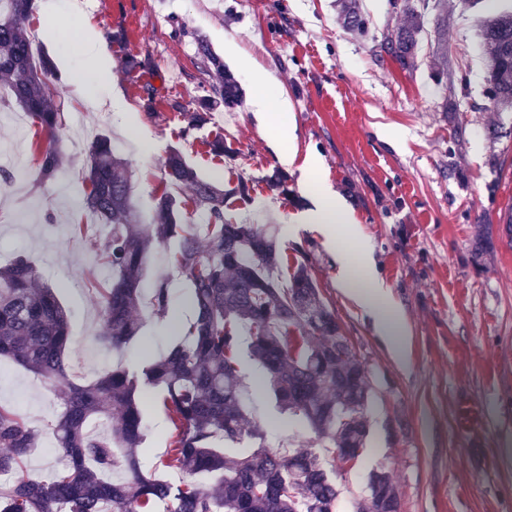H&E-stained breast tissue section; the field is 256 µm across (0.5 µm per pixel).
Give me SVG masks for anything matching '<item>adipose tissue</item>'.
Wrapping results in <instances>:
<instances>
[{
    "label": "adipose tissue",
    "mask_w": 512,
    "mask_h": 512,
    "mask_svg": "<svg viewBox=\"0 0 512 512\" xmlns=\"http://www.w3.org/2000/svg\"><path fill=\"white\" fill-rule=\"evenodd\" d=\"M342 273L339 286L342 292L360 309L373 315L377 321L378 332L384 336L392 354L403 357V335L405 324L398 317L391 294L377 278H369L363 284H355L347 258L339 260Z\"/></svg>",
    "instance_id": "1"
}]
</instances>
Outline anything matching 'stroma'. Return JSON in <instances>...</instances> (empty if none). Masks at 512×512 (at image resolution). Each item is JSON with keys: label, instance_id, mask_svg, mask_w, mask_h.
Instances as JSON below:
<instances>
[{"label": "stroma", "instance_id": "stroma-1", "mask_svg": "<svg viewBox=\"0 0 512 512\" xmlns=\"http://www.w3.org/2000/svg\"><path fill=\"white\" fill-rule=\"evenodd\" d=\"M47 1L35 0L27 28L34 53L49 54L55 64L47 82L64 115L56 142L62 166L55 181L38 183L47 140L26 112L0 103V184L15 185L0 193V265L24 254L55 288L70 314V379L88 382L114 360L96 339L100 305L86 289L89 276L107 277L92 243L104 241L108 227L90 222L83 208L85 149L98 136L109 139L148 218L164 190L190 194L164 179L165 157L176 147L202 178L228 192L225 222L276 224L289 259L307 256L324 301L364 365L372 435L364 456L339 469L341 512L364 497L367 472L381 459L398 489L400 512H512V235L497 224L512 202V137L495 142L485 134L486 70L472 20L448 30V58L468 73L467 104L455 131L429 63L404 71L379 58L375 40L343 31L333 0H80L76 6L52 0L68 27L63 35L45 18ZM200 35L241 83L243 104L213 110L187 138L182 115L208 81L196 51ZM89 36L107 45L112 89L129 112L98 110L77 92L75 76L95 84L102 66L83 50ZM130 56L142 66L128 75ZM258 65L276 73L287 110H256ZM217 134L234 158L210 153L207 142ZM456 139L461 147L449 154ZM288 150L295 159L285 167L279 156ZM309 158L315 169L306 168ZM278 168L288 176L289 196L265 182ZM242 180L251 188L246 200L232 193ZM325 187L349 217L328 236L304 221ZM73 224L88 225L87 237L73 236ZM487 224L494 227V247L478 258L474 249ZM341 254L357 277L370 266L388 287L409 330L405 361L389 353L371 318L341 292ZM140 315L143 337L125 348L127 360L167 346L168 321L145 309ZM0 403L41 431L42 445L30 452L25 473L49 478L57 465L47 429L59 411L54 391L2 357ZM258 420L272 449L316 443L271 399L261 400ZM146 423L143 466L181 479L163 465L169 423L160 404Z\"/></svg>", "mask_w": 512, "mask_h": 512}]
</instances>
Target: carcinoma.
Returning a JSON list of instances; mask_svg holds the SVG:
<instances>
[{
    "label": "carcinoma",
    "mask_w": 512,
    "mask_h": 512,
    "mask_svg": "<svg viewBox=\"0 0 512 512\" xmlns=\"http://www.w3.org/2000/svg\"><path fill=\"white\" fill-rule=\"evenodd\" d=\"M338 19L348 32L366 36L371 19L362 0H336ZM480 0H418L392 5L399 23L384 35L380 51L410 70L424 57L432 77L446 82L444 111L458 124L459 94L467 73L448 69V25ZM34 0H0V100L27 112L44 131L38 179H56L62 157L51 144L63 113L51 101L44 76L55 69L50 56L34 54L27 24ZM434 13L437 40L424 52L427 13ZM477 38L485 54L487 103L500 115L512 110V11L480 20ZM197 54L209 76L199 112H184L190 136L209 111L239 106L243 91L207 41ZM83 176L85 204L111 227L98 251L110 271L90 282L101 304L98 340L123 350L140 336L136 310L149 298L151 313L169 316L174 306L167 277L149 292L142 281L157 244L175 243L169 261L185 278L192 317L172 330L168 348L130 365L118 362L86 384L69 380L65 353L71 342L69 316L35 264L20 255L0 267V357H9L57 388L60 410L48 424L54 451L66 459L48 479L23 474L39 433L11 406L0 404V512H339L336 451L360 459L370 437L365 411L371 389L362 363L352 353L336 314L322 299L306 263L288 267L275 233L253 224L224 222V190L202 179L184 154L173 149L165 161L167 182L194 189L189 215L202 224L183 223L187 202L165 191L154 223L142 224L132 200L127 163L107 138L91 142ZM263 374L255 388H243L241 345ZM271 396L283 415L307 426L320 448H269L268 435L254 422V392ZM158 393L171 428L167 466L186 474L179 482L142 470L145 442L143 405ZM112 410L108 433L90 429ZM249 451L231 455L226 447L244 440ZM121 470L112 481L105 473ZM399 497L388 466L380 461L367 474L366 495L356 512H398Z\"/></svg>",
    "instance_id": "cac0c4a2"
}]
</instances>
